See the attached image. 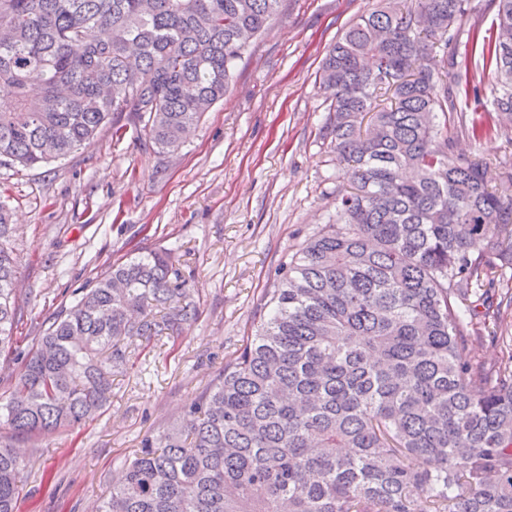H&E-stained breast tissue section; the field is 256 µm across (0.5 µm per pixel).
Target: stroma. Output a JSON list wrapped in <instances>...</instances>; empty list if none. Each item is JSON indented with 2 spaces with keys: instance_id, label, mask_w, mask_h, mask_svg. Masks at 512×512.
Wrapping results in <instances>:
<instances>
[{
  "instance_id": "1",
  "label": "stroma",
  "mask_w": 512,
  "mask_h": 512,
  "mask_svg": "<svg viewBox=\"0 0 512 512\" xmlns=\"http://www.w3.org/2000/svg\"><path fill=\"white\" fill-rule=\"evenodd\" d=\"M373 0H282L239 61L228 92L178 150L160 154L131 118L37 170L0 166L20 257L22 317L0 350L8 394L31 339L78 288L130 254L169 249L193 286L196 319L177 339L138 346L112 404L85 424L17 442L18 512H95L143 438L182 422L200 391L254 331L279 268L336 214L344 177L321 128L325 53ZM512 344V313L471 333L493 362Z\"/></svg>"
}]
</instances>
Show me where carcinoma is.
Returning <instances> with one entry per match:
<instances>
[{
  "label": "carcinoma",
  "mask_w": 512,
  "mask_h": 512,
  "mask_svg": "<svg viewBox=\"0 0 512 512\" xmlns=\"http://www.w3.org/2000/svg\"><path fill=\"white\" fill-rule=\"evenodd\" d=\"M376 0L323 60L324 137L349 165L336 219L266 289L255 334L202 389L187 428L145 437L100 512H512V354L463 359L459 301L512 268V194L478 151L512 146V0L489 34L470 0ZM281 0H0V165L39 169L91 145L117 112L176 150L224 99L232 69ZM425 12L431 30L415 29ZM442 54L443 70L424 64ZM499 85L478 100L457 58ZM13 225L0 203V347L21 314ZM486 242L485 255L473 256ZM171 256L110 266L33 337L0 431L31 437L103 414L133 339L196 318ZM21 459L0 441V512Z\"/></svg>",
  "instance_id": "obj_1"
}]
</instances>
